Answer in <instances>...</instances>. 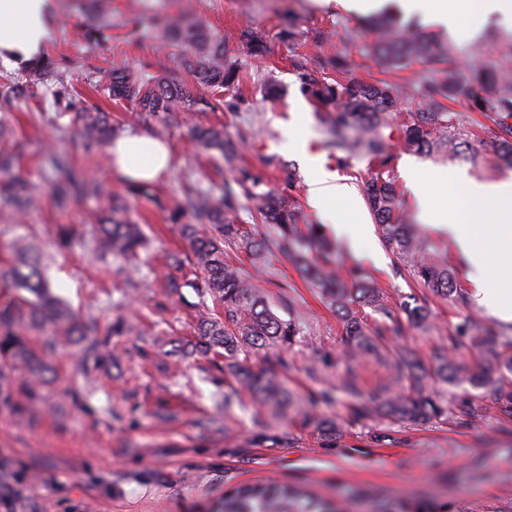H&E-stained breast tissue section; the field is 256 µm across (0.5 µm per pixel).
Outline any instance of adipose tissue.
<instances>
[{
	"label": "adipose tissue",
	"instance_id": "obj_1",
	"mask_svg": "<svg viewBox=\"0 0 512 512\" xmlns=\"http://www.w3.org/2000/svg\"><path fill=\"white\" fill-rule=\"evenodd\" d=\"M48 0H0V53L31 58L48 36ZM294 150L312 169L309 200L325 217L336 203L357 206L353 187L338 181L308 149L306 138L293 139ZM112 167L132 183L150 181L169 163V148L145 133H127L109 148ZM408 185L424 223L448 231L468 273L465 299L472 307L512 324V175L475 180L452 169L410 175ZM461 187L462 212L448 205V191Z\"/></svg>",
	"mask_w": 512,
	"mask_h": 512
}]
</instances>
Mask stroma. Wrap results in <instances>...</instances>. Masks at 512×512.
Returning a JSON list of instances; mask_svg holds the SVG:
<instances>
[{"mask_svg":"<svg viewBox=\"0 0 512 512\" xmlns=\"http://www.w3.org/2000/svg\"><path fill=\"white\" fill-rule=\"evenodd\" d=\"M447 2L458 23L441 34L459 48L494 32H512V25L494 20L476 24L471 0ZM182 5L183 0H139L142 23L135 30L128 0H112L94 42L81 37L92 24L87 15L52 8V37L44 51L67 69L76 94L57 103L36 85L20 109L0 116L23 144V176L39 179V159L54 149L67 153L106 190H123L110 161L88 162L57 114L72 103L99 104L111 112L113 124L127 123L134 104L100 101L85 78L117 60L131 69L148 65L158 72L183 55V47L164 38L153 24L154 18L176 13ZM195 6L212 32L259 33L269 53L258 62L234 47L231 56L244 77L239 91L213 96L211 108L187 113L183 124L170 130L166 142L172 163L157 180L164 197L188 181L216 191L222 181L243 172L277 186L279 173L267 164L271 157L294 164L302 179H309L302 159L283 146L284 127L298 126L299 106L309 101L294 59L342 53L354 59V77L367 81L402 82L426 71L416 62L401 71H386L363 57L360 46L367 34L361 16L340 4L196 0ZM287 13L299 33L290 44L279 38ZM264 76L281 90L276 101L265 100L256 85ZM197 124L223 125L232 138L246 132L239 159L228 164L218 155L197 152L189 135ZM129 204L149 241L129 266L95 250L94 227L86 223L81 205L68 218L77 239L74 248L57 251L53 241L59 218L49 192H42L40 206L26 224L0 221V258L10 257V245L18 236L29 235L47 258L56 293L81 318L105 323L120 314L136 328L135 334L114 341L122 355L120 369L105 362L87 380L76 359L59 352L52 359L54 380L42 388L37 401L20 393L15 406H0V493L15 501L16 512H213L226 491L257 482L288 484L327 501H346L353 512H512V410L467 383L458 394L468 399V408L449 402L447 414L439 418L362 426L349 422L345 408L337 405L329 410L343 430L337 441L283 422L276 429L280 445H251L256 431L252 410H235L232 422L224 420L223 372L199 357L168 359L161 346L140 352L143 335L163 331L195 338L198 297L189 288L176 296L164 287L166 258L182 246L180 225L169 223L166 212L146 200L133 198ZM352 254L391 296L400 328L387 330L388 340L406 345L423 360H430L449 330L466 317L485 327H501L468 305L436 298L431 301L430 330L410 327L399 305L413 282L395 274L393 257L377 233H370ZM254 283L274 311L289 300L312 315L304 335L285 354L290 389L300 395L317 387L318 377L334 380L336 358L343 350L342 326L317 288L277 253L270 255ZM228 425L233 428L229 440L224 437Z\"/></svg>","mask_w":512,"mask_h":512,"instance_id":"35a3bbf8","label":"stroma"}]
</instances>
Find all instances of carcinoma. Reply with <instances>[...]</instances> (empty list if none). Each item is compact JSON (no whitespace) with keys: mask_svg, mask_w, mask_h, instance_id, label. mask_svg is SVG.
Returning a JSON list of instances; mask_svg holds the SVG:
<instances>
[{"mask_svg":"<svg viewBox=\"0 0 512 512\" xmlns=\"http://www.w3.org/2000/svg\"><path fill=\"white\" fill-rule=\"evenodd\" d=\"M63 5L104 16L110 0H63ZM366 28L372 41L365 43L364 55L386 69L419 61L431 76L415 78L408 87L393 81L365 82L351 75L347 57L336 55L320 58L311 68L296 63L299 79L323 112L327 128L324 148L338 166L350 169L353 161L369 157L372 170L360 180V191L382 244L399 268L434 296L450 303L462 301L460 269L431 251L420 225L402 210L392 162L394 152L400 149L471 161L484 154L492 167L512 169V34L474 46L471 53L478 62L464 76L457 48L419 26L401 24L382 14L369 18ZM159 30L184 46L186 54L180 62L160 75L114 64L96 72L90 82L94 91L111 101H131L139 106V119L152 124L157 140L179 124L182 113L211 106L207 94L237 90L241 81L238 64L226 54L229 38L212 34L192 8L166 17ZM242 47L253 57L269 52L259 35L250 37ZM185 71L193 78L191 87L182 79ZM39 84L54 98L65 87L64 71L51 56L32 64L22 76L0 82V112L13 111L26 98L30 86ZM484 89L487 94L478 95ZM410 95L418 100L415 110L405 106ZM459 99L472 101L477 116L467 121L443 105L445 100ZM68 129L90 158L97 157L118 135L109 113L88 108L69 113ZM192 137L200 151L216 152L228 163L237 158L241 148V142L228 137L221 125H199ZM22 155L21 143L12 139L0 121V211L19 223L40 202L38 186L17 173ZM270 165L283 174L276 189L262 190V182L246 178L238 182L239 193L228 182L218 193L188 186L180 196L166 199L157 196L149 182L132 184L128 189L169 212L168 220L181 225L183 250L171 254L168 265L180 269L190 263L194 280L170 277L165 287L175 294L184 287L195 291L200 339L180 342L173 352L199 354L224 373V409L246 397L256 402L262 412L257 414L261 422L255 440L276 444L280 438L271 430L289 418L301 420L302 425L325 437H336V420L320 411L322 405L343 404L352 423L438 418L448 412V402L444 390L432 385L433 379L447 386L490 384L495 400L512 409V337L483 332L466 318L436 352V365L430 374L412 353L387 345L383 327L366 332L365 308L393 319L385 289L369 275L343 277L341 269L348 259L344 248L327 237L322 225L302 223L296 168L281 159L271 160ZM40 168L48 177L58 212L66 213L89 199L96 201L88 219L95 226L99 253L131 259L146 248L143 230L122 197L105 191L77 168L68 154L49 151L40 158ZM241 195L256 202L261 223L270 228L268 234L253 237L229 218ZM73 243L69 226L56 225L57 248L69 249ZM226 243L243 249L255 268L265 264L267 253H281L320 289L345 330L343 370L336 376V385L310 389L301 399L290 391L284 379L288 369L284 350L303 335L307 319L293 308L286 319L275 313L249 275L226 260ZM11 251L12 261L0 265V405L15 403L16 390L5 368L18 362L25 365L29 381L24 393L33 399L46 381L47 358L67 346L79 348V365L86 378L92 361L108 360L112 367L120 368L121 357L110 350L111 339L130 335L133 326L115 316L105 331L99 332L94 322L84 321L53 292L34 244L19 238ZM209 298L222 306L224 316L213 312L207 304ZM400 308L413 325L428 319L426 303L414 294L408 295ZM465 341L480 354L474 369H466L448 356V349ZM372 354L384 364L386 375L366 393L360 384L358 362ZM252 358L263 359L265 367L252 369ZM216 512L339 510L300 488L256 483L224 493Z\"/></svg>","mask_w":512,"mask_h":512,"instance_id":"1","label":"carcinoma"}]
</instances>
